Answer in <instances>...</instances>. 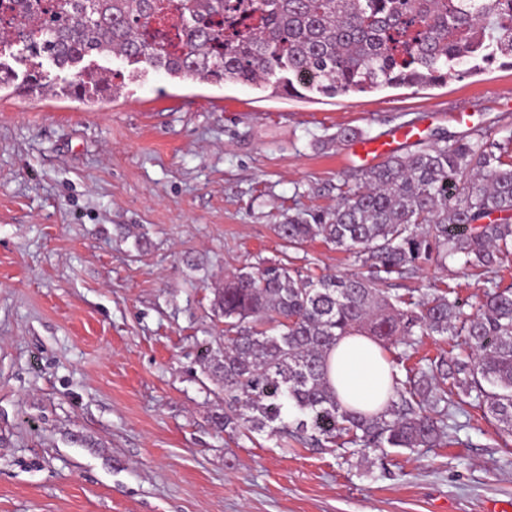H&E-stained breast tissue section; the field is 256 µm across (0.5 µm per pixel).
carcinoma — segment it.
I'll return each instance as SVG.
<instances>
[{"label":"carcinoma","mask_w":512,"mask_h":512,"mask_svg":"<svg viewBox=\"0 0 512 512\" xmlns=\"http://www.w3.org/2000/svg\"><path fill=\"white\" fill-rule=\"evenodd\" d=\"M76 67L57 88L34 68L15 92L103 99L125 82L79 67L94 54L290 96L335 98L388 86H427L499 61L512 68V0H0V57ZM336 206L273 225L288 247L320 238L364 273L316 275L281 261L246 266L214 293L224 343L201 356L224 391L212 423L232 440L266 434L280 447L402 448L451 442L453 412L476 402L512 438V287L491 274L512 262V137L442 136L391 154ZM486 276L477 310L445 287L418 296L387 285L432 257ZM373 341L391 368L385 408L337 396L328 358L345 336ZM421 336H451L460 353L397 368Z\"/></svg>","instance_id":"obj_1"}]
</instances>
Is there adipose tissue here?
<instances>
[{
    "mask_svg": "<svg viewBox=\"0 0 512 512\" xmlns=\"http://www.w3.org/2000/svg\"><path fill=\"white\" fill-rule=\"evenodd\" d=\"M328 363L330 382L343 402L373 412L385 407L392 383L391 368L369 338H342Z\"/></svg>",
    "mask_w": 512,
    "mask_h": 512,
    "instance_id": "adipose-tissue-1",
    "label": "adipose tissue"
}]
</instances>
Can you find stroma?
Instances as JSON below:
<instances>
[{"label": "stroma", "mask_w": 512, "mask_h": 512, "mask_svg": "<svg viewBox=\"0 0 512 512\" xmlns=\"http://www.w3.org/2000/svg\"><path fill=\"white\" fill-rule=\"evenodd\" d=\"M512 134V70L427 87L306 99L147 70L122 96L0 90V512H512V439L455 412L452 445L231 442L200 354L224 333L225 274L306 254L359 272L322 240L285 247L291 209L336 202L356 165L339 128ZM484 279L429 261L404 288Z\"/></svg>", "instance_id": "obj_1"}]
</instances>
